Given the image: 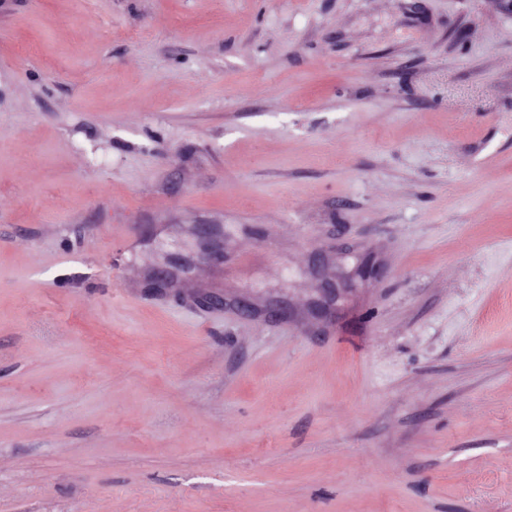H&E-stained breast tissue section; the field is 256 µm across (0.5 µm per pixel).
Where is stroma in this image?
Masks as SVG:
<instances>
[{"label": "stroma", "mask_w": 512, "mask_h": 512, "mask_svg": "<svg viewBox=\"0 0 512 512\" xmlns=\"http://www.w3.org/2000/svg\"><path fill=\"white\" fill-rule=\"evenodd\" d=\"M0 512H512V0H0Z\"/></svg>", "instance_id": "1"}]
</instances>
